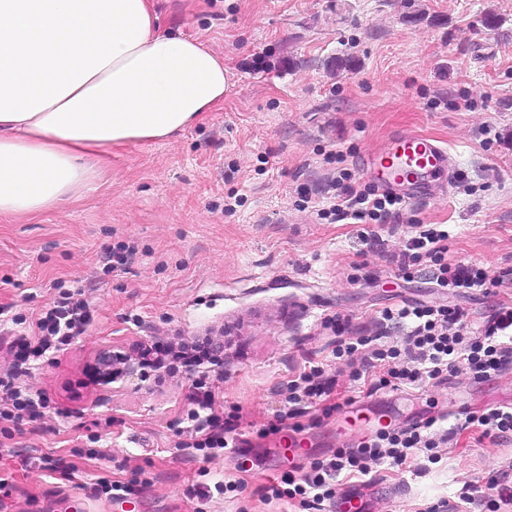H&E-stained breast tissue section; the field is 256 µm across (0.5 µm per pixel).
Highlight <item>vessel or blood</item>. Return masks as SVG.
Instances as JSON below:
<instances>
[{
  "label": "vessel or blood",
  "mask_w": 512,
  "mask_h": 512,
  "mask_svg": "<svg viewBox=\"0 0 512 512\" xmlns=\"http://www.w3.org/2000/svg\"><path fill=\"white\" fill-rule=\"evenodd\" d=\"M364 162L369 178L379 188L408 201L426 195L432 178L449 181L455 166L447 145L414 132L394 136L387 148L367 154ZM283 444L296 459L303 457L306 449L316 447L317 437L292 432Z\"/></svg>",
  "instance_id": "vessel-or-blood-1"
}]
</instances>
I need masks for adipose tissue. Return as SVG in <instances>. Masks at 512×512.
Masks as SVG:
<instances>
[{
  "label": "adipose tissue",
  "mask_w": 512,
  "mask_h": 512,
  "mask_svg": "<svg viewBox=\"0 0 512 512\" xmlns=\"http://www.w3.org/2000/svg\"><path fill=\"white\" fill-rule=\"evenodd\" d=\"M230 87L153 0H0V217L80 197L99 159L185 130Z\"/></svg>",
  "instance_id": "obj_1"
}]
</instances>
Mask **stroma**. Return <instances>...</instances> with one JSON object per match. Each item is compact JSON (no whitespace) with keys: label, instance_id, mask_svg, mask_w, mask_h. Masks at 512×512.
Here are the masks:
<instances>
[{"label":"stroma","instance_id":"stroma-1","mask_svg":"<svg viewBox=\"0 0 512 512\" xmlns=\"http://www.w3.org/2000/svg\"><path fill=\"white\" fill-rule=\"evenodd\" d=\"M162 29L199 39L223 58L233 85L205 119L163 142L128 145L98 165L92 190L35 217L0 218V308L37 313L54 281L85 286L94 319L66 351L41 358L23 386L49 405L21 426L0 423V512H309L270 485L362 440L336 434L352 404L392 427L430 418L440 428L512 404V371L479 382L465 368L442 381L366 395L337 377L334 315L367 326L405 302L448 304L479 332L512 299V0H154ZM497 25H487L488 16ZM413 131L445 141L456 161L447 195L407 204L398 223L358 224L321 211L328 185L347 170L368 177L366 153ZM236 199L225 211L227 199ZM414 224H442L449 262L480 265L497 288L452 296L426 272L406 278L391 257ZM134 243L127 272L106 271L105 247ZM223 333L215 409L248 441L246 452L181 449L190 383L149 380L114 390L89 384L100 353L172 331ZM336 384L300 422L327 433L323 448L289 462L267 445L283 393L305 362ZM434 463L373 468L372 483L340 475L337 491L362 489L370 512H427L440 500L488 494L512 466V441L456 437ZM47 457L69 479L24 465ZM102 480L131 492L96 495ZM224 481L225 494L199 488Z\"/></svg>","mask_w":512,"mask_h":512}]
</instances>
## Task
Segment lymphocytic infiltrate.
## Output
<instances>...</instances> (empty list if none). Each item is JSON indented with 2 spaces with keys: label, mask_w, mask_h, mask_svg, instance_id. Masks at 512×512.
<instances>
[{
  "label": "lymphocytic infiltrate",
  "mask_w": 512,
  "mask_h": 512,
  "mask_svg": "<svg viewBox=\"0 0 512 512\" xmlns=\"http://www.w3.org/2000/svg\"><path fill=\"white\" fill-rule=\"evenodd\" d=\"M336 200L329 208L335 221L350 220L356 224H392L400 218L405 203L393 193L379 190L373 184L358 189L337 183ZM447 231L429 228L410 236L399 260L401 271H409L422 259H429L431 281L438 288L455 293L472 290L489 291L495 282L474 264L452 263L448 260ZM464 312L447 305L427 306L403 304L386 310L384 320L402 327L403 343L380 347L372 353L373 361L386 364L387 369L369 391L389 386L412 385L426 380L440 379L456 364L467 366L475 380L482 381L512 371V306H501L486 320L481 335L470 336L461 322ZM92 321L86 302L76 298L74 291L59 289L48 306L32 319L29 333L20 342L8 343L7 355L12 361L8 370L0 374V421L13 425L39 416L47 399L39 393L23 388L19 380L30 370L29 360L47 351L61 352L82 336ZM215 339L169 337L167 342L155 341L130 345L113 360H98L89 378L100 383L120 375L127 362L169 376L194 364L211 361ZM329 392V384L319 367L302 371L288 384L278 414L281 430L300 432L299 417ZM214 387L199 385L187 396L191 409L184 448H227L224 421L214 411ZM465 428L475 432L478 440L493 443L512 439V409L493 408L478 415H468ZM431 422L404 429H386L366 437L356 447L337 451L333 458L313 464L311 470L295 483L293 495L301 496L312 506L336 496V479L344 472L368 475L372 465L402 466L417 453L434 452L448 444V434H435Z\"/></svg>",
  "instance_id": "f902f5d3"
}]
</instances>
